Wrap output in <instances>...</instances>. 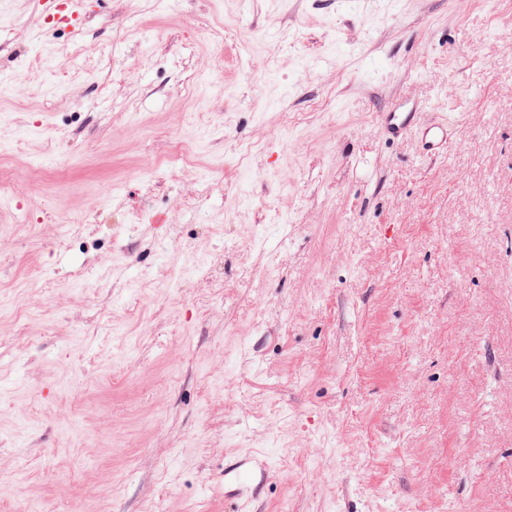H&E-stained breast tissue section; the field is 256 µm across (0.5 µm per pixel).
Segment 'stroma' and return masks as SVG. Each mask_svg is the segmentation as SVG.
<instances>
[{
  "label": "stroma",
  "instance_id": "obj_1",
  "mask_svg": "<svg viewBox=\"0 0 512 512\" xmlns=\"http://www.w3.org/2000/svg\"><path fill=\"white\" fill-rule=\"evenodd\" d=\"M1 169L0 512H512V0H0ZM415 104H402L392 112L381 115V125L387 136L396 139L410 135L417 140L424 158H437L448 153L455 124L447 115L433 121H421Z\"/></svg>",
  "mask_w": 512,
  "mask_h": 512
}]
</instances>
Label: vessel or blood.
Listing matches in <instances>:
<instances>
[{"mask_svg":"<svg viewBox=\"0 0 512 512\" xmlns=\"http://www.w3.org/2000/svg\"><path fill=\"white\" fill-rule=\"evenodd\" d=\"M381 125L392 139L404 135L416 139L420 154L426 158L446 155L453 139L455 124L449 117L433 121L421 120L415 105L404 104L394 111L383 113Z\"/></svg>","mask_w":512,"mask_h":512,"instance_id":"b4317fda","label":"vessel or blood"}]
</instances>
